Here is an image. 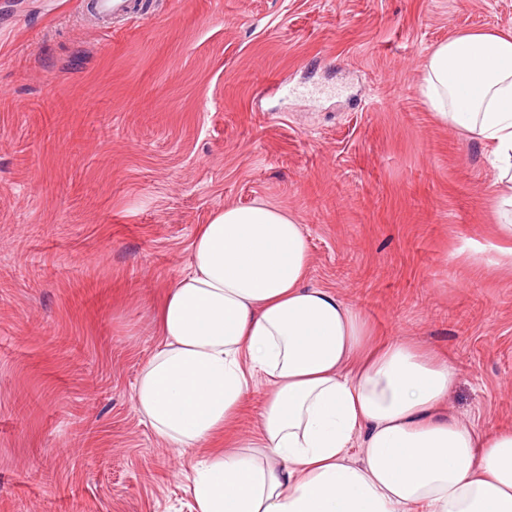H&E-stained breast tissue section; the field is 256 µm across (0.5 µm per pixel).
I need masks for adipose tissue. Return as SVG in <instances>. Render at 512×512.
I'll use <instances>...</instances> for the list:
<instances>
[{
    "instance_id": "1",
    "label": "adipose tissue",
    "mask_w": 512,
    "mask_h": 512,
    "mask_svg": "<svg viewBox=\"0 0 512 512\" xmlns=\"http://www.w3.org/2000/svg\"><path fill=\"white\" fill-rule=\"evenodd\" d=\"M420 90L486 147L512 239V32L437 45ZM310 263L292 215L227 206L200 225L162 301L134 396L158 437L194 447L236 422L250 386L267 387L250 444L195 468L196 512H512V426L478 436L442 411L450 366L374 342L359 309L308 285Z\"/></svg>"
}]
</instances>
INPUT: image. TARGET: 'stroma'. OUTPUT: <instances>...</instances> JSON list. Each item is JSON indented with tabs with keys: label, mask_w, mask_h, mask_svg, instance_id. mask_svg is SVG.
<instances>
[{
	"label": "stroma",
	"mask_w": 512,
	"mask_h": 512,
	"mask_svg": "<svg viewBox=\"0 0 512 512\" xmlns=\"http://www.w3.org/2000/svg\"><path fill=\"white\" fill-rule=\"evenodd\" d=\"M112 37L80 0H0V512H196L203 456L134 390L156 311L227 205L293 215L308 283L447 357V409L512 425L497 173L419 89L436 45L512 0H152Z\"/></svg>",
	"instance_id": "stroma-1"
}]
</instances>
